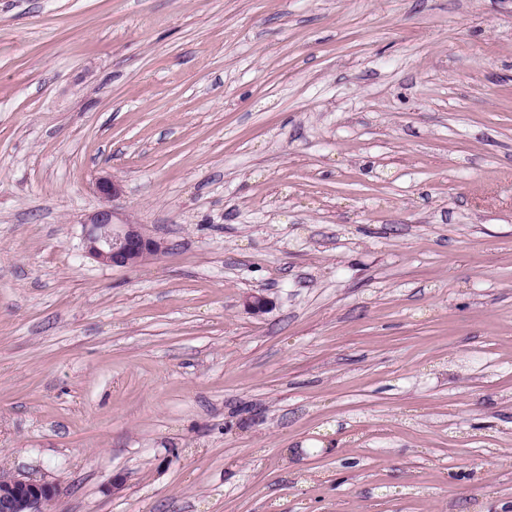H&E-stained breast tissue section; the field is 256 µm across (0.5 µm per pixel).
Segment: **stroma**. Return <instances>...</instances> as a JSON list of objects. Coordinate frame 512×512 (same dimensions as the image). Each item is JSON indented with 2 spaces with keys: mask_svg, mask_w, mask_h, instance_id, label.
Wrapping results in <instances>:
<instances>
[{
  "mask_svg": "<svg viewBox=\"0 0 512 512\" xmlns=\"http://www.w3.org/2000/svg\"><path fill=\"white\" fill-rule=\"evenodd\" d=\"M0 472L512 512V0H0ZM103 206L84 223L85 253L106 267H129L166 253L168 246L147 235L141 225L114 222V201L121 195L120 185L111 178L96 182Z\"/></svg>",
  "mask_w": 512,
  "mask_h": 512,
  "instance_id": "1",
  "label": "stroma"
}]
</instances>
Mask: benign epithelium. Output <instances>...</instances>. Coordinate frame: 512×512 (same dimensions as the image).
Returning a JSON list of instances; mask_svg holds the SVG:
<instances>
[{
	"instance_id": "1",
	"label": "benign epithelium",
	"mask_w": 512,
	"mask_h": 512,
	"mask_svg": "<svg viewBox=\"0 0 512 512\" xmlns=\"http://www.w3.org/2000/svg\"><path fill=\"white\" fill-rule=\"evenodd\" d=\"M103 206L84 223L85 253L106 267H129L166 253L168 246L147 235L141 225L114 221V201L121 195L120 185L102 177L96 182ZM268 297L252 292L243 299L244 308L254 314L265 313ZM55 496L49 482H37L24 477L0 474V512H44V505Z\"/></svg>"
}]
</instances>
